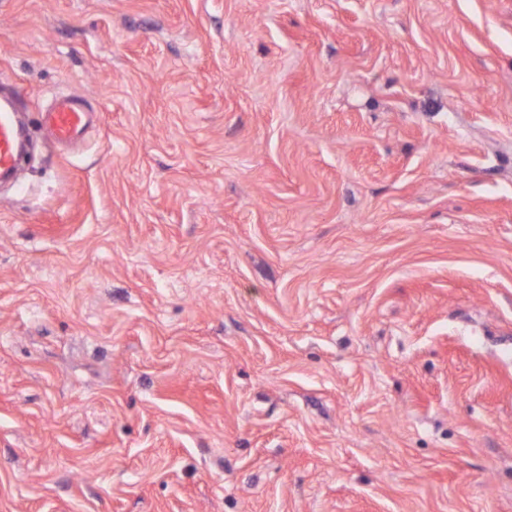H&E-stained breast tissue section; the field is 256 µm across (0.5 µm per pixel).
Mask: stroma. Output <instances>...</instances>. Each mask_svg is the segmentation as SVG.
<instances>
[{
	"instance_id": "1",
	"label": "stroma",
	"mask_w": 512,
	"mask_h": 512,
	"mask_svg": "<svg viewBox=\"0 0 512 512\" xmlns=\"http://www.w3.org/2000/svg\"><path fill=\"white\" fill-rule=\"evenodd\" d=\"M0 76V512H512V0H0ZM90 121V115L81 100L69 95L55 96L44 110L42 117L44 126L62 145L80 140ZM13 107L0 108V174L13 171L17 167V156L14 149L15 128L12 118Z\"/></svg>"
}]
</instances>
